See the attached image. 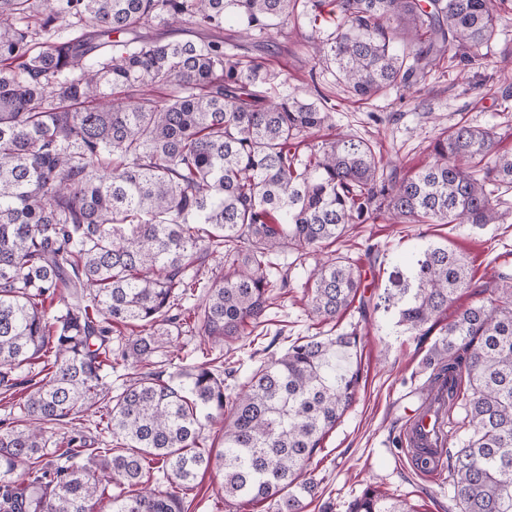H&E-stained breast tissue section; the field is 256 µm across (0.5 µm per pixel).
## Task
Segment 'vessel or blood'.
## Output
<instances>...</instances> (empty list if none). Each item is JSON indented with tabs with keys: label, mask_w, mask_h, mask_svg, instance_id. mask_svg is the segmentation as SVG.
Returning <instances> with one entry per match:
<instances>
[{
	"label": "vessel or blood",
	"mask_w": 512,
	"mask_h": 512,
	"mask_svg": "<svg viewBox=\"0 0 512 512\" xmlns=\"http://www.w3.org/2000/svg\"><path fill=\"white\" fill-rule=\"evenodd\" d=\"M448 381H441L429 393L426 402L413 412L405 424L404 444L408 454L426 448L432 452L429 473L436 474L447 465Z\"/></svg>",
	"instance_id": "vessel-or-blood-1"
}]
</instances>
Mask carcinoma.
Here are the masks:
<instances>
[{"instance_id":"cac0c4a2","label":"carcinoma","mask_w":512,"mask_h":512,"mask_svg":"<svg viewBox=\"0 0 512 512\" xmlns=\"http://www.w3.org/2000/svg\"><path fill=\"white\" fill-rule=\"evenodd\" d=\"M507 0H0V386L42 360L0 420V512H181L153 472L191 489L212 465L224 502L303 512L308 466L348 409L361 368L357 327L307 336L263 361L237 392L215 345L264 323L287 287L273 256L319 251L354 224H503L512 204V154L494 128L460 121L431 143V161L399 175L376 143L337 132L327 96L272 94L277 74L256 44L298 27L340 23L328 43L304 48L336 65L354 97L411 89L443 60L470 58L497 33ZM330 10H325V7ZM255 43L225 48L224 23ZM408 53L394 47L399 37ZM160 89L170 90L165 97ZM221 254L232 272L207 283L191 272ZM308 305L333 322L354 304L362 274L336 256L312 269ZM476 287L469 261L430 242L378 295L396 326L425 341L431 383L456 378L448 413L469 434L448 449L458 512H512V273L498 296L449 321ZM201 295L204 361L149 369L180 328L178 301ZM140 334L117 347L113 328ZM137 372L115 391L118 366ZM91 411L111 448L67 440V464L47 460L48 430ZM224 429L223 446L205 428ZM119 492L112 493V488ZM348 512H413L368 487Z\"/></svg>"}]
</instances>
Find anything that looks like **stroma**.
<instances>
[{
    "mask_svg": "<svg viewBox=\"0 0 512 512\" xmlns=\"http://www.w3.org/2000/svg\"><path fill=\"white\" fill-rule=\"evenodd\" d=\"M333 24L314 31L307 24L296 28L292 39L278 38L263 54L278 77L275 93L312 100L328 95L336 106L337 128L347 134L377 141L385 156L413 170L428 160L429 145L441 128L465 119L479 127H496L499 149L512 153V9L503 13L498 33L486 55L434 72L425 84L409 91L395 88L366 104H355L339 80L335 66L317 63L297 52L296 44L311 35L325 38ZM439 241L466 254L483 292L464 291L450 305L449 314L487 301L494 272L512 270V219L474 230L457 224H390L383 220L357 226L335 244L363 275L365 293L378 295L396 266L424 244ZM378 246L371 256L369 246ZM317 254L297 259L279 253L277 263L288 271V286L272 299L267 310L266 336L226 342L224 357L233 362L236 384H243L261 362L257 352L283 353L304 336H333L358 324L362 336L359 362L363 373L349 408L326 435L310 470L317 483L314 497L304 501V512H346L348 503L372 486L405 501L413 512H457L448 494L447 474L428 475L407 456L403 431L407 413L416 408L428 389L427 343L411 334H390L380 314L361 321L357 309L338 322L322 323L308 312L307 286ZM224 474L212 467L195 488L181 497L184 512H272L269 503L242 508L224 502Z\"/></svg>",
    "mask_w": 512,
    "mask_h": 512,
    "instance_id": "1",
    "label": "stroma"
}]
</instances>
